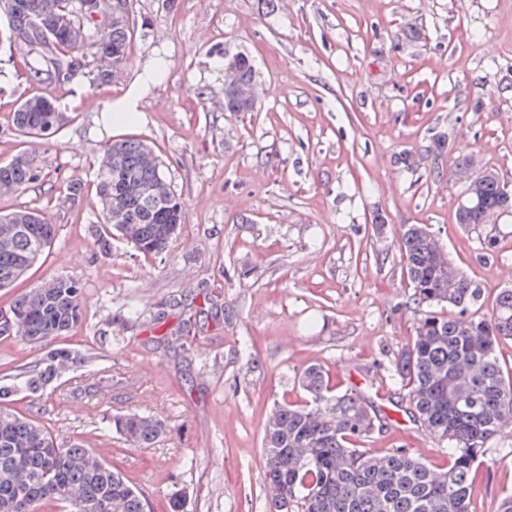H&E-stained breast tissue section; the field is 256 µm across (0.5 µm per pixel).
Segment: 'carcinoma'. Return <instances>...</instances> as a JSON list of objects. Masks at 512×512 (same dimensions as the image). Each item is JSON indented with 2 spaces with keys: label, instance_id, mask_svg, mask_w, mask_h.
Masks as SVG:
<instances>
[{
  "label": "carcinoma",
  "instance_id": "obj_1",
  "mask_svg": "<svg viewBox=\"0 0 512 512\" xmlns=\"http://www.w3.org/2000/svg\"><path fill=\"white\" fill-rule=\"evenodd\" d=\"M81 0H21L17 24H36L52 33V42L36 37L20 45L26 78L52 86L71 82L70 69L80 60L77 38L55 26L60 14H73L83 38L98 44L113 65L126 62L133 28L130 21L112 23L105 40L98 23L78 10ZM250 58L242 56L224 84V111L248 112L236 85L254 80ZM72 116L59 111L47 95L27 97L13 112L16 134L27 144L56 133ZM153 149L135 140H116L103 150L97 173L101 202H123L126 222H112L103 210L98 239L107 248L116 233L143 254L159 255L183 221V201L163 165L150 158ZM39 179L33 153L24 150L0 165V197L22 192ZM512 209L497 176L482 178L475 193L456 209V222L485 226L487 218ZM33 217L21 231L12 218ZM55 231L39 212L24 207L0 214V289L24 278L51 247L39 229ZM403 264L420 318L415 336L394 361L413 416L452 449L448 469L438 470L397 449L374 456L350 446L372 434L374 416L356 393L326 395L322 372L307 369L301 379L310 401L275 408L263 432L268 512H471L473 472L486 462L489 443L512 436V379L503 376L497 355L502 339H512V289H502L489 317L467 315L483 288L451 266L438 239L422 224H406L400 243ZM81 289L68 278H56L19 295L0 322V336L39 343L62 336L81 319ZM442 303L456 309L439 315ZM69 352L50 354L30 371L22 385H0V512H40L49 503L68 512H148L147 498L93 449L81 443L59 447L48 428L14 407L22 392L36 394L55 380ZM108 428L139 445L163 434L156 418L107 417Z\"/></svg>",
  "mask_w": 512,
  "mask_h": 512
}]
</instances>
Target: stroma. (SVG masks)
I'll return each instance as SVG.
<instances>
[{"label":"stroma","mask_w":512,"mask_h":512,"mask_svg":"<svg viewBox=\"0 0 512 512\" xmlns=\"http://www.w3.org/2000/svg\"><path fill=\"white\" fill-rule=\"evenodd\" d=\"M129 12V59L108 84H0V163L20 148L22 99L47 92L74 115L37 146L39 180L0 199V211L30 206L56 226L28 276L0 290V310L56 277L82 289L67 336L0 337L8 384L51 350L72 356L19 409L58 444L103 450L152 512L175 500L181 512H266L263 431L275 405L307 400L311 366L329 395L364 397L368 452L447 468V445L413 421L391 371L419 317L400 238L403 225L431 227L483 288L473 317L512 288V214L493 216L487 258L455 219L465 159L512 182V0H129ZM227 52L253 62L252 111L224 109ZM160 62L138 120L103 122L101 108ZM436 133L447 140L437 157ZM120 139L153 146L184 203L162 255L118 236L102 251L91 231L96 165ZM129 412L163 419L165 435L144 448L105 431L107 416ZM474 490V512H497L512 490L511 437L491 442Z\"/></svg>","instance_id":"obj_1"}]
</instances>
